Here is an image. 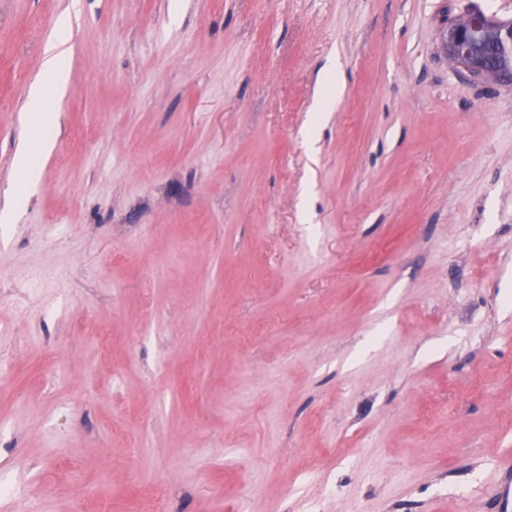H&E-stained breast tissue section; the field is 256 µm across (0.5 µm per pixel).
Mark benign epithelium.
<instances>
[{
  "mask_svg": "<svg viewBox=\"0 0 512 512\" xmlns=\"http://www.w3.org/2000/svg\"><path fill=\"white\" fill-rule=\"evenodd\" d=\"M490 35L493 36L500 53H512V22H499L482 12L467 15L461 23L448 24L443 49L455 61L460 71L473 81L494 76L512 82L511 71L505 68L494 69L473 53L475 45Z\"/></svg>",
  "mask_w": 512,
  "mask_h": 512,
  "instance_id": "7a95c632",
  "label": "benign epithelium"
}]
</instances>
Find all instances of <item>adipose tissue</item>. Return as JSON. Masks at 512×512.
I'll return each mask as SVG.
<instances>
[{
	"mask_svg": "<svg viewBox=\"0 0 512 512\" xmlns=\"http://www.w3.org/2000/svg\"><path fill=\"white\" fill-rule=\"evenodd\" d=\"M70 27L68 17H60L56 23L53 36L44 48L42 66L38 79L32 84L24 110L28 112L32 124H40L44 112L53 105V95L61 91L68 79L66 48L67 34ZM53 144L49 138H35L26 141L17 154V166L22 188L16 191L10 202L0 210V222L12 223L17 212L26 202L24 189L37 182L39 170L36 159Z\"/></svg>",
	"mask_w": 512,
	"mask_h": 512,
	"instance_id": "obj_1",
	"label": "adipose tissue"
}]
</instances>
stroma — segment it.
Returning a JSON list of instances; mask_svg holds the SVG:
<instances>
[{"mask_svg": "<svg viewBox=\"0 0 512 512\" xmlns=\"http://www.w3.org/2000/svg\"><path fill=\"white\" fill-rule=\"evenodd\" d=\"M472 11L512 0H0V203L70 16L0 235V482L39 512H512V83L440 44ZM69 27V17H60L54 35L44 48L39 78L32 84L24 107L34 125L41 123L44 112L54 103L53 94L59 93L67 83L68 50L65 46ZM52 144L53 139L51 138H35L26 141L20 147L17 154V166L20 173V183L23 187L31 186L37 182L39 170L35 159L50 149Z\"/></svg>", "mask_w": 512, "mask_h": 512, "instance_id": "35a3bbf8", "label": "stroma"}]
</instances>
